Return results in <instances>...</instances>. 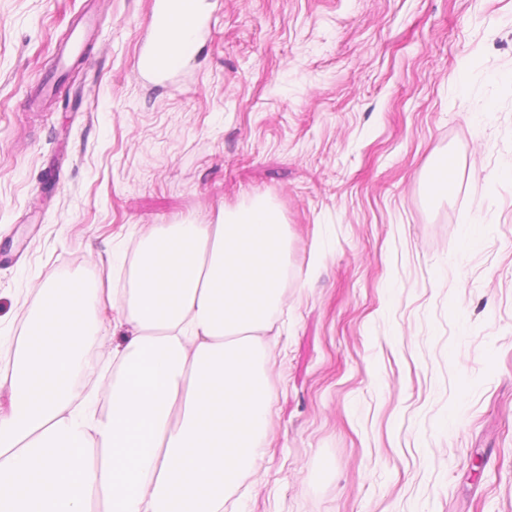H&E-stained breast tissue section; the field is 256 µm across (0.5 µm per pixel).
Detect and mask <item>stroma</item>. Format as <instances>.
<instances>
[{
    "label": "stroma",
    "instance_id": "stroma-1",
    "mask_svg": "<svg viewBox=\"0 0 512 512\" xmlns=\"http://www.w3.org/2000/svg\"><path fill=\"white\" fill-rule=\"evenodd\" d=\"M206 3L153 88L149 0H0V367L44 285L124 287L147 226L266 200L288 301L224 512H512V0Z\"/></svg>",
    "mask_w": 512,
    "mask_h": 512
}]
</instances>
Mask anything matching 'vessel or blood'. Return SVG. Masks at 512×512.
I'll return each mask as SVG.
<instances>
[{"instance_id":"vessel-or-blood-1","label":"vessel or blood","mask_w":512,"mask_h":512,"mask_svg":"<svg viewBox=\"0 0 512 512\" xmlns=\"http://www.w3.org/2000/svg\"><path fill=\"white\" fill-rule=\"evenodd\" d=\"M211 26L203 0H150V35L139 50V73L158 83L178 82L185 57L192 55L198 40L209 34ZM179 28L187 32L181 42L174 39Z\"/></svg>"}]
</instances>
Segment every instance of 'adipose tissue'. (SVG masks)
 Wrapping results in <instances>:
<instances>
[{"instance_id":"obj_1","label":"adipose tissue","mask_w":512,"mask_h":512,"mask_svg":"<svg viewBox=\"0 0 512 512\" xmlns=\"http://www.w3.org/2000/svg\"><path fill=\"white\" fill-rule=\"evenodd\" d=\"M287 276L288 232L265 203L150 226L120 292L112 374L82 402L103 293L42 288L0 371V512H224L263 454L271 394L256 334Z\"/></svg>"}]
</instances>
